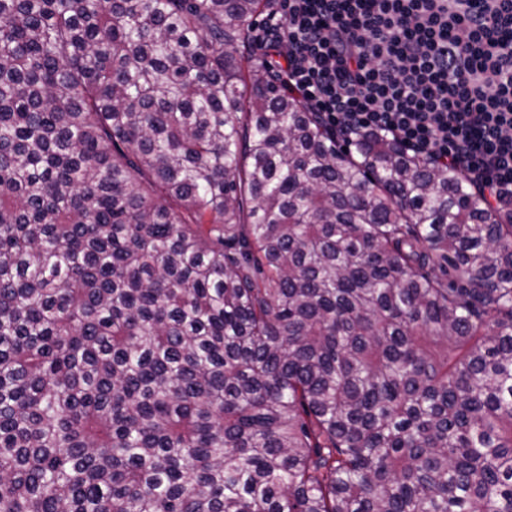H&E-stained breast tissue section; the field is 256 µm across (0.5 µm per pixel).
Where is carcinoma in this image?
I'll use <instances>...</instances> for the list:
<instances>
[{
  "label": "carcinoma",
  "instance_id": "1",
  "mask_svg": "<svg viewBox=\"0 0 512 512\" xmlns=\"http://www.w3.org/2000/svg\"><path fill=\"white\" fill-rule=\"evenodd\" d=\"M272 0H0V512H512V195L336 134Z\"/></svg>",
  "mask_w": 512,
  "mask_h": 512
}]
</instances>
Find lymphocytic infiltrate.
I'll return each mask as SVG.
<instances>
[{"mask_svg": "<svg viewBox=\"0 0 512 512\" xmlns=\"http://www.w3.org/2000/svg\"><path fill=\"white\" fill-rule=\"evenodd\" d=\"M259 47L344 136L382 134L512 194V0H282Z\"/></svg>", "mask_w": 512, "mask_h": 512, "instance_id": "obj_1", "label": "lymphocytic infiltrate"}]
</instances>
